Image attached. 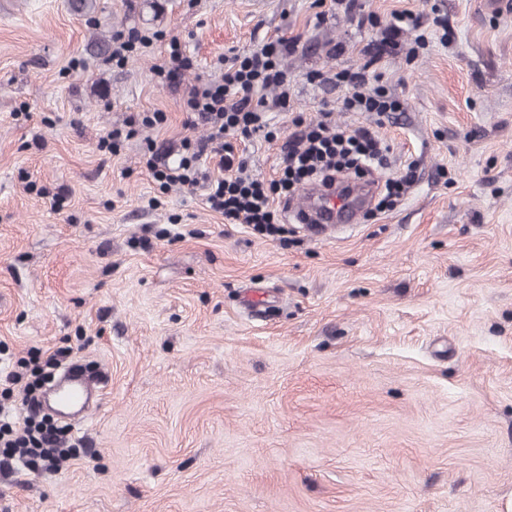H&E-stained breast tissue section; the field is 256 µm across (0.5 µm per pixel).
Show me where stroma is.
<instances>
[{
    "label": "stroma",
    "mask_w": 512,
    "mask_h": 512,
    "mask_svg": "<svg viewBox=\"0 0 512 512\" xmlns=\"http://www.w3.org/2000/svg\"><path fill=\"white\" fill-rule=\"evenodd\" d=\"M10 0L0 7V389L35 349L106 376L86 448L54 474H0V512H512V7L358 0ZM416 33L377 65L403 104L348 112L313 71L357 70L392 13ZM374 15L377 24H359ZM447 29L433 25L434 17ZM162 33L124 66L96 41ZM300 36L278 139L237 143L272 179L293 114L329 107L415 165L390 210L287 241L225 223L203 188L160 193L147 142L177 154L183 87L218 57ZM195 57L158 84L166 41ZM342 46L336 56L330 45ZM162 111L119 154L101 136ZM63 193L60 207L52 197ZM160 197L158 207L148 201ZM258 292L259 307L246 301Z\"/></svg>",
    "instance_id": "stroma-1"
}]
</instances>
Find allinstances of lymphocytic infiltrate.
Returning <instances> with one entry per match:
<instances>
[{
	"label": "lymphocytic infiltrate",
	"instance_id": "f902f5d3",
	"mask_svg": "<svg viewBox=\"0 0 512 512\" xmlns=\"http://www.w3.org/2000/svg\"><path fill=\"white\" fill-rule=\"evenodd\" d=\"M300 42L297 36L275 37L249 54L234 57L218 78L185 90V128L201 122L209 133L202 139L184 137L181 154L174 162L154 145H147L142 163L161 190L205 186L208 207L221 213L225 223L249 224L257 233L274 237L284 231L280 207L287 204L297 185L330 184L347 171L361 176L372 167L385 165L388 147L375 130L344 129L327 109L310 119L300 115L293 118L296 131L280 158L275 179L266 181L251 174L245 158L236 154L234 141L244 142L257 135L269 142L275 140L260 93L276 90V105H287L289 82L283 61L298 51ZM379 79L378 73L365 68L333 74L316 72L310 77L311 82L344 89L343 105L349 111L380 116L399 111V101L387 93ZM166 120L163 112L129 115L100 138L99 147L119 154L140 128ZM70 355V349L60 348L45 357H31L27 364L31 380L21 399L26 411L22 419H9V406L0 403V414L7 417L0 424V470L51 474L75 456L79 440L64 438L63 427L40 418V402L35 395L47 369L58 367Z\"/></svg>",
	"mask_w": 512,
	"mask_h": 512
}]
</instances>
